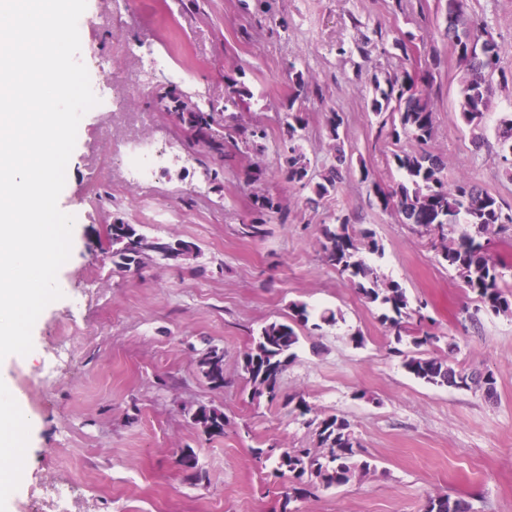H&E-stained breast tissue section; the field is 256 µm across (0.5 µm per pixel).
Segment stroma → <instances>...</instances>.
Segmentation results:
<instances>
[{
    "label": "stroma",
    "mask_w": 512,
    "mask_h": 512,
    "mask_svg": "<svg viewBox=\"0 0 512 512\" xmlns=\"http://www.w3.org/2000/svg\"><path fill=\"white\" fill-rule=\"evenodd\" d=\"M112 2L87 0L78 58L91 83H110L128 104L105 105L79 122L58 199L75 218L71 255L57 275L63 296L36 320L30 355L5 365L22 405L42 418L20 449L9 512H55L62 485L72 490L68 512H423L438 495L464 500L471 512H512V317L476 312L475 295L439 264L427 239L377 206L375 185L400 175L386 165L389 147L376 141L368 107L374 76L421 69L438 52L430 149L444 156L449 178H470L512 205V181L493 139L499 119L512 113V0H469L498 43L508 77L495 85L479 149L456 120L463 71L445 36V0H130L118 23ZM401 31L415 37L407 57L392 46ZM130 46L170 51L181 78L144 77ZM95 58L114 66L91 67ZM299 71L321 86L322 97H296ZM233 82L250 91L247 108L227 107ZM165 89L214 113L218 133L264 128L263 153L225 163L189 148L185 133L154 107ZM292 109L305 118L302 150L320 166L334 160L328 112L345 117L340 140L351 167L315 206L281 174ZM151 132L177 160L153 185L128 189L113 147ZM257 161L265 175L247 183ZM259 194L280 198L285 209L266 212V234L254 240L240 227ZM166 212L176 223H162ZM340 215L374 232L384 247L380 273L422 305L424 318L411 320L409 336L396 339L381 309L326 263L321 228ZM111 224L189 240L199 253L180 263L155 255L126 273L110 259ZM294 302L342 314L336 325L297 330V357L280 386L306 401L303 416L284 402L252 399L242 368L258 330L287 319ZM426 332L436 337L429 354L450 353L461 368L492 371L496 400L409 375L402 355ZM356 333L362 344L353 342ZM211 346L224 350L220 388L196 369ZM202 405L224 412L222 435L193 425ZM328 415L349 421L371 469L285 502L291 476L255 451L323 454L317 426ZM185 448L196 453L202 479L177 465Z\"/></svg>",
    "instance_id": "stroma-1"
}]
</instances>
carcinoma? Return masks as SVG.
<instances>
[{
	"mask_svg": "<svg viewBox=\"0 0 512 512\" xmlns=\"http://www.w3.org/2000/svg\"><path fill=\"white\" fill-rule=\"evenodd\" d=\"M446 36L453 48L464 45L459 55L463 65L460 123L475 132L473 144L485 143L482 129L489 104L494 96L492 76L497 71L500 48L488 34L484 24L470 12L468 0H447ZM441 65L434 55L420 73L403 69L382 79L374 78L370 111L387 118L379 123L377 138L395 146L387 155V164L402 175V179L384 188L375 185V198L384 209L395 211L402 223L410 224L428 237L448 269L454 271L464 286L476 295L485 311L495 315L512 316V290L503 289L500 280L504 263L489 250L490 236L512 225V207L479 187L464 176L448 181L447 163L443 156L426 149L435 132V112L430 93L432 70ZM159 104L173 113L190 143L222 160L231 159L241 147L256 144L265 137L263 130L241 127L233 133L217 137L212 133L213 113L203 111L197 104L172 91L161 93ZM288 145L284 146L288 182L311 191L307 204L318 205L343 179L346 154L340 145L335 148V162L313 172L310 161L296 145L298 131L305 128L300 112L288 113L286 121ZM409 139L417 148L398 147L401 139ZM500 157L505 161L504 176L512 181V114L501 120L495 132ZM283 210L281 200L261 194L256 196L255 211ZM464 223L467 229L456 237L448 236V225ZM112 247V263L122 271L141 265L142 260L157 253L158 242L140 233L132 224H111L108 227ZM166 258L186 261L193 258L197 245L188 240L171 238ZM321 249L326 262L345 278L347 285L369 304L383 310V321L390 324L396 336L404 330L403 320L417 310L411 307L406 289L394 280L381 276L367 262L365 254L380 255L383 245L369 231L356 233L346 216L322 229ZM290 321H272L261 328L252 347L244 353L243 370L252 385V398H264L273 403L281 398L280 379L287 366L296 358L299 336L294 325H306L311 318L307 305L294 303ZM201 377L214 387L224 386V349L212 346L196 361ZM404 368L415 379L429 385L471 389L467 371L458 369L452 357L433 356L422 352L408 355ZM197 428L208 436L224 434V413L202 406L193 414ZM320 445L328 449L326 461L311 455L305 448H293L275 453L261 450L258 455L276 457L277 469L292 476L293 484L282 504L287 505L310 494L309 487L319 483L324 487L348 483L358 473L370 470V463L359 459L358 439L350 423L331 415L319 423ZM424 512H470L466 502L448 496L428 498Z\"/></svg>",
	"mask_w": 512,
	"mask_h": 512,
	"instance_id": "cac0c4a2",
	"label": "carcinoma"
}]
</instances>
